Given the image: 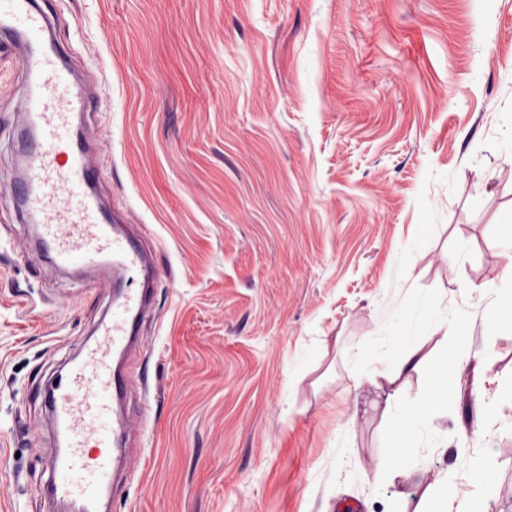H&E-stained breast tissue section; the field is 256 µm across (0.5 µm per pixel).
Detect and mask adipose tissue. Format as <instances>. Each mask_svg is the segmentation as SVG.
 <instances>
[{
	"mask_svg": "<svg viewBox=\"0 0 512 512\" xmlns=\"http://www.w3.org/2000/svg\"><path fill=\"white\" fill-rule=\"evenodd\" d=\"M437 219L435 211L425 210L422 222L399 241L391 265L392 277L374 309L378 331L349 354L355 387L370 385L382 390L381 415L395 425L390 442L381 450L375 473H361L360 479L365 483L374 477L389 481L408 479L415 458L429 449L444 447L446 442L439 413L413 409L397 385L400 378L417 373L426 360L421 348L408 344L407 329L448 337L455 335L458 327L459 309L449 308L447 301L438 297L415 293L403 281Z\"/></svg>",
	"mask_w": 512,
	"mask_h": 512,
	"instance_id": "adipose-tissue-1",
	"label": "adipose tissue"
}]
</instances>
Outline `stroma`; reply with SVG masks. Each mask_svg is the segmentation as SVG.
I'll return each instance as SVG.
<instances>
[{
	"instance_id": "35a3bbf8",
	"label": "stroma",
	"mask_w": 512,
	"mask_h": 512,
	"mask_svg": "<svg viewBox=\"0 0 512 512\" xmlns=\"http://www.w3.org/2000/svg\"><path fill=\"white\" fill-rule=\"evenodd\" d=\"M68 64L99 94L86 113L96 189L157 269L153 315L124 357L127 478L108 512H392L440 476L456 498L487 472L481 512H512V296L483 314L512 212L497 109L512 72V0H40ZM491 48L477 55L476 47ZM483 85L469 83L475 64ZM23 63L0 43V512H55L44 388L112 311L96 275L36 249L19 173ZM440 220L404 279L469 318L407 398L448 388L447 445L407 481L368 486L387 425L355 392L347 349L421 219ZM315 344L301 374L293 355ZM470 364L457 365L458 355ZM353 417L352 473L312 476Z\"/></svg>"
}]
</instances>
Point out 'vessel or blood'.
Here are the masks:
<instances>
[{
    "instance_id": "1",
    "label": "vessel or blood",
    "mask_w": 512,
    "mask_h": 512,
    "mask_svg": "<svg viewBox=\"0 0 512 512\" xmlns=\"http://www.w3.org/2000/svg\"><path fill=\"white\" fill-rule=\"evenodd\" d=\"M49 20L38 0H0V34L26 62L23 123L31 128L23 149L25 171L13 191L23 217L34 224L37 244L61 267H93L111 260L125 288L112 315L97 326L76 362L45 396L56 450L45 485L62 512H100L115 487L126 429L117 407L128 383L114 358L133 342L152 302L146 283L148 254L121 230L94 189L97 172L75 126L93 97L73 77L55 44L46 42Z\"/></svg>"
}]
</instances>
